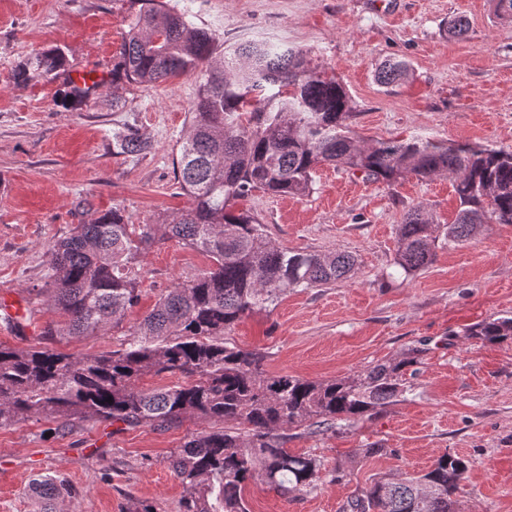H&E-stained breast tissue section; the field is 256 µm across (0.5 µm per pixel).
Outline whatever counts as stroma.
<instances>
[{"mask_svg":"<svg viewBox=\"0 0 512 512\" xmlns=\"http://www.w3.org/2000/svg\"><path fill=\"white\" fill-rule=\"evenodd\" d=\"M218 48L246 41L288 43L310 66L333 75L353 100L349 129L370 141L422 138L512 150V23L491 0H168ZM128 0H0V343L79 357L118 349L121 329L52 336L60 316L42 308L28 333L6 318L22 312L48 270L46 248L79 224L118 207L130 223L154 224L186 210L173 160L199 80L184 75L154 86L127 85L121 109L102 83L80 109L62 103V80L18 85L17 64L61 48L70 71L109 74L127 29ZM464 18L467 30L452 24ZM409 66L404 81L381 87L377 69ZM136 127L149 141L138 156L112 152V133ZM290 250L347 251L352 279L288 292L270 311L243 317L226 341L264 353L266 375L344 379L424 343L429 351L400 401L343 433H286L290 453L322 464L313 490L281 496L250 484V512H347L358 488L388 473L428 469L450 452L470 469L459 491L463 512H512V345L466 336L488 318L512 317V224H490L457 246L439 245L431 266L406 276L394 267L398 229L411 208L452 222V179L406 175L393 184L328 165L310 192H256L240 200ZM211 265L173 241L141 262L142 295L124 327L135 325L167 288ZM212 421L185 417L160 429L82 421L72 431L29 420L0 428V512H38L34 478L63 476L73 490L63 512H180L186 487L171 453ZM385 455L363 458L370 446ZM345 469L335 481L337 469Z\"/></svg>","mask_w":512,"mask_h":512,"instance_id":"35a3bbf8","label":"stroma"}]
</instances>
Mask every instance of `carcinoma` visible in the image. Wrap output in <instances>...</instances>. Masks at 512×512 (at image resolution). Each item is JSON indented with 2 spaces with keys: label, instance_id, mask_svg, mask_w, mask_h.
Here are the masks:
<instances>
[{
  "label": "carcinoma",
  "instance_id": "cac0c4a2",
  "mask_svg": "<svg viewBox=\"0 0 512 512\" xmlns=\"http://www.w3.org/2000/svg\"><path fill=\"white\" fill-rule=\"evenodd\" d=\"M119 60L112 66V107L128 84L155 85L181 74L201 75L174 180L190 207L159 224H131L114 207L47 246L49 270L36 296L66 318L44 336H95L117 328L140 298V258L154 245L176 241L206 253L212 267L178 283L126 333L117 350L73 357L48 347L0 343V428L48 418L63 429L77 420L128 427L179 423L187 415L223 426L191 436L169 459L187 486L182 512H249L245 486L261 481L282 495L314 488L321 464L283 448L285 431L317 427L341 431L376 415L408 390V377L428 352L424 344L343 380L316 382L288 374L267 377L260 353L224 340L242 316L267 311L288 290L325 288L352 278L357 262L345 252L284 249L236 201L255 191L299 196L320 165L392 183L406 174L446 173L460 202L455 221L436 224L424 207L399 225L394 266L405 275L428 267L436 241L461 244L487 224H512V151L419 138L366 142L345 121L352 99L335 77L309 66L295 46L239 44L216 57L214 37L164 0H130ZM58 48L36 53L14 70L29 84L66 71ZM406 63L384 64L376 81L389 87ZM99 82L67 81L69 107L87 102ZM118 154L137 156L147 144L132 128L112 133ZM40 312L8 318L22 329ZM468 335L512 343V317L477 323ZM180 374L184 384L141 389L145 375ZM469 461L440 456L429 470L383 475L351 499L352 512H459L457 493ZM32 492L44 512H58L72 494L61 477L37 480Z\"/></svg>",
  "mask_w": 512,
  "mask_h": 512
}]
</instances>
